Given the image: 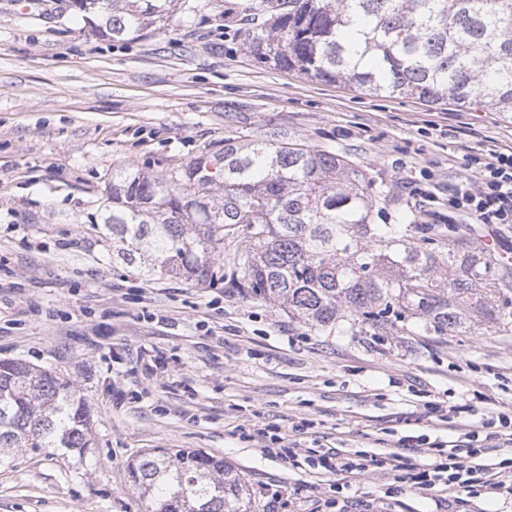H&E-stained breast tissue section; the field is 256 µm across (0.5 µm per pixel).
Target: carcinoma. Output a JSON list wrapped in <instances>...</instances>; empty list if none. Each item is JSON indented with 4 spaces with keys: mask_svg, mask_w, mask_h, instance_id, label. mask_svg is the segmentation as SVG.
Instances as JSON below:
<instances>
[{
    "mask_svg": "<svg viewBox=\"0 0 512 512\" xmlns=\"http://www.w3.org/2000/svg\"><path fill=\"white\" fill-rule=\"evenodd\" d=\"M95 31L124 40L166 22L175 0H73ZM270 24L243 28L257 59L372 96L490 106L512 120V0H283ZM104 221L116 259L151 276L224 281L276 302L320 331L388 333L417 319L426 334L476 326L512 333V276L468 239L448 252L416 215H390L391 191L341 152L284 137L200 153L170 179L112 177ZM381 223H375V220ZM234 270L224 274V245ZM93 415L51 369L0 360V465L14 450L89 447ZM131 487L152 512H250L235 470L198 450L155 448L133 460Z\"/></svg>",
    "mask_w": 512,
    "mask_h": 512,
    "instance_id": "cac0c4a2",
    "label": "carcinoma"
}]
</instances>
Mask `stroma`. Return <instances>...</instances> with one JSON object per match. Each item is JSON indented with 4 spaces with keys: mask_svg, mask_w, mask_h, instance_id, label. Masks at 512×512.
Masks as SVG:
<instances>
[{
    "mask_svg": "<svg viewBox=\"0 0 512 512\" xmlns=\"http://www.w3.org/2000/svg\"><path fill=\"white\" fill-rule=\"evenodd\" d=\"M0 0V360L66 376L93 411L85 455L19 452L0 467V512H150L128 464L155 448L222 457L252 512H436L438 492L355 482L263 454L384 453L401 437L456 439L512 412V335L400 336L310 329L279 305L112 258L103 218L113 172L160 178L225 138L293 140L343 152L394 209L447 224L434 184L475 179L487 142L512 150L492 108L373 97L256 60L243 20L278 0H179L134 40L93 30L70 0ZM165 365L146 373L143 355ZM456 407L436 425L431 403ZM296 488L293 497L283 487Z\"/></svg>",
    "mask_w": 512,
    "mask_h": 512,
    "instance_id": "1",
    "label": "stroma"
}]
</instances>
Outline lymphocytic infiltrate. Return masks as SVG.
I'll use <instances>...</instances> for the list:
<instances>
[{
    "mask_svg": "<svg viewBox=\"0 0 512 512\" xmlns=\"http://www.w3.org/2000/svg\"><path fill=\"white\" fill-rule=\"evenodd\" d=\"M448 211L492 228L512 224V152L486 147L478 181L449 185ZM504 445H512V416L505 413L499 415L496 430L486 435L471 430L460 439L435 441L425 449L405 436L396 450L386 453L309 448L302 454L289 451L288 458L303 461L320 474L374 481L391 475L413 488H437L470 499L488 493L512 498V462L494 463L488 458L491 449ZM419 453L424 454V461H416Z\"/></svg>",
    "mask_w": 512,
    "mask_h": 512,
    "instance_id": "obj_1",
    "label": "lymphocytic infiltrate"
}]
</instances>
